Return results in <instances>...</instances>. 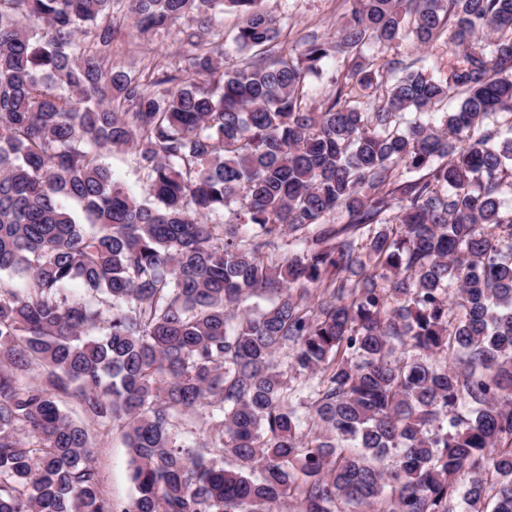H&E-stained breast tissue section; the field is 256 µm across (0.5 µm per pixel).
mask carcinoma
I'll list each match as a JSON object with an SVG mask.
<instances>
[{"label": "carcinoma", "instance_id": "cac0c4a2", "mask_svg": "<svg viewBox=\"0 0 512 512\" xmlns=\"http://www.w3.org/2000/svg\"><path fill=\"white\" fill-rule=\"evenodd\" d=\"M125 2L190 21L204 85L114 65V0H0V512H512V0H352L278 56L259 0ZM440 39L437 76L410 50ZM103 161L112 171V177L126 190L140 200L149 197L148 184L133 155L123 148H112ZM62 408L76 421L83 423L92 436L98 448L94 464L105 494L115 504L128 506L135 496V489L129 479L128 457L120 432L89 422L75 398L66 399ZM177 426L180 439L189 446L202 442L208 433L206 419L197 415L183 417L178 421Z\"/></svg>", "mask_w": 512, "mask_h": 512}]
</instances>
